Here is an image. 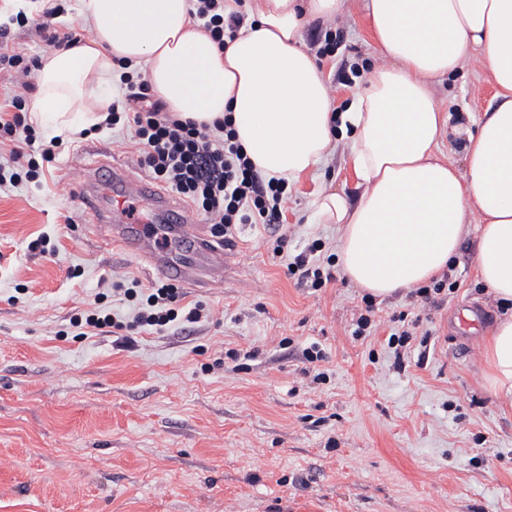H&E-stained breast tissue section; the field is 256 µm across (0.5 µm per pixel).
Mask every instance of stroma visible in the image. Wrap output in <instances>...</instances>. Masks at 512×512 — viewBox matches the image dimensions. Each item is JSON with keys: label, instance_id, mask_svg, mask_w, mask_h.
Masks as SVG:
<instances>
[{"label": "stroma", "instance_id": "obj_1", "mask_svg": "<svg viewBox=\"0 0 512 512\" xmlns=\"http://www.w3.org/2000/svg\"><path fill=\"white\" fill-rule=\"evenodd\" d=\"M8 8L23 18L14 45L42 57L39 0ZM330 28L344 37L315 62L343 112L374 53L358 10L307 26V49ZM437 95L454 125L495 104L475 63ZM133 135L60 139L45 182L0 186V512H512V397L490 389L456 318L479 310V343L500 316L472 239L453 261L457 291L374 299L373 336L353 334L365 293L339 266L317 291L287 269L313 241L320 260L339 249L336 225L306 218L320 183L357 198L344 146L291 184L281 223L239 227L222 287L185 289L209 318L128 340L81 335L76 314L98 304L125 319L113 289L157 279L95 233L76 187L101 161L146 178ZM406 323L413 334L393 351L389 331ZM313 345L322 381L305 371Z\"/></svg>", "mask_w": 512, "mask_h": 512}]
</instances>
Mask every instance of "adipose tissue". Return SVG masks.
Segmentation results:
<instances>
[{"mask_svg": "<svg viewBox=\"0 0 512 512\" xmlns=\"http://www.w3.org/2000/svg\"><path fill=\"white\" fill-rule=\"evenodd\" d=\"M358 6L378 61L337 114L303 32ZM190 9V0H77L94 37L41 57L36 120L64 137L99 122L100 90L124 65L183 119L232 114L266 177L295 182L345 139L358 199L325 185L309 204L310 223L338 227L343 274L386 298L440 277L473 237L476 274L506 309L484 356L496 393L512 395V0H256L252 27L222 49ZM472 62L496 105L467 132L459 166L438 152L449 115L436 87Z\"/></svg>", "mask_w": 512, "mask_h": 512, "instance_id": "1", "label": "adipose tissue"}]
</instances>
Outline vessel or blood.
Segmentation results:
<instances>
[{
  "instance_id": "b4317fda",
  "label": "vessel or blood",
  "mask_w": 512,
  "mask_h": 512,
  "mask_svg": "<svg viewBox=\"0 0 512 512\" xmlns=\"http://www.w3.org/2000/svg\"><path fill=\"white\" fill-rule=\"evenodd\" d=\"M83 201L92 215H99V194L108 192L114 206L136 197L159 224H116L108 243L146 263L160 276L188 287H204L224 275L233 255L215 245L205 226L193 223L187 208L159 184L134 178L123 166L96 168L82 185Z\"/></svg>"
}]
</instances>
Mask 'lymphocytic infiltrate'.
<instances>
[{"instance_id":"1","label":"lymphocytic infiltrate","mask_w":512,"mask_h":512,"mask_svg":"<svg viewBox=\"0 0 512 512\" xmlns=\"http://www.w3.org/2000/svg\"><path fill=\"white\" fill-rule=\"evenodd\" d=\"M193 14L221 47L247 28L242 12L225 13L224 0H193ZM6 36L0 29V76H6L13 94L0 103V185L38 180L56 159L52 146L38 144L26 118L35 90L29 80L32 63L26 53L9 46ZM123 84V95L113 101L105 125L133 128L140 165L204 212L216 237L229 242L238 225L280 222L288 182L263 178L254 169L236 140L232 116L200 126L166 111L143 80L127 75ZM123 296L138 305L130 324L92 311L75 318V326L92 332L125 326L161 331L175 322H199L203 316L202 307H180L178 290L170 284L127 288Z\"/></svg>"}]
</instances>
